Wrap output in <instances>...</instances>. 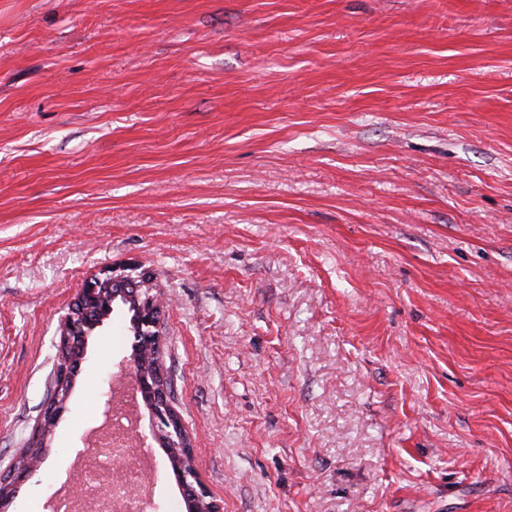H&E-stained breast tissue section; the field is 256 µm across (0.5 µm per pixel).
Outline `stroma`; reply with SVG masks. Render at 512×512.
I'll return each mask as SVG.
<instances>
[{
	"label": "stroma",
	"mask_w": 512,
	"mask_h": 512,
	"mask_svg": "<svg viewBox=\"0 0 512 512\" xmlns=\"http://www.w3.org/2000/svg\"><path fill=\"white\" fill-rule=\"evenodd\" d=\"M108 267L223 512H512V0H0V470ZM132 343L115 306L8 512Z\"/></svg>",
	"instance_id": "35a3bbf8"
}]
</instances>
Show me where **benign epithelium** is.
Segmentation results:
<instances>
[{"mask_svg":"<svg viewBox=\"0 0 512 512\" xmlns=\"http://www.w3.org/2000/svg\"><path fill=\"white\" fill-rule=\"evenodd\" d=\"M146 277L136 284L130 276L108 269L86 281L69 305L60 333L61 364L54 372L52 393L40 415L39 423L30 438L26 451L8 470L0 471V509L6 510L16 492L38 472L46 458L48 441L54 434L74 387L77 372L68 358V351L80 346L86 353L87 337L109 319L114 304L134 302L136 321L134 345L146 350L151 357L160 355L163 345L161 305ZM122 370H131V377L145 397L152 420V437L172 448H179L171 469L181 485L189 512H222L219 503L210 495L200 479L193 445L180 417L170 403L166 373L161 362L154 363L155 371L144 373L137 362L119 363Z\"/></svg>","mask_w":512,"mask_h":512,"instance_id":"1","label":"benign epithelium"}]
</instances>
